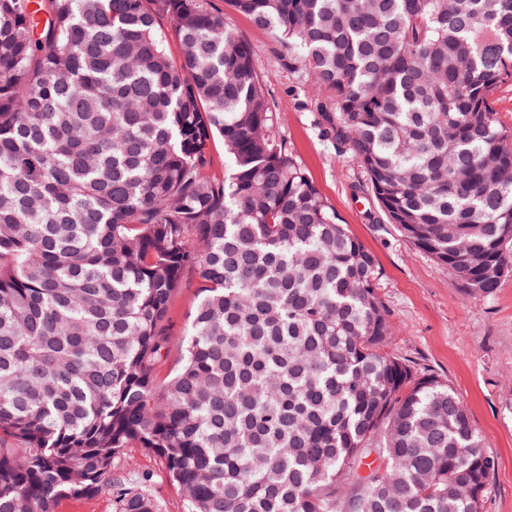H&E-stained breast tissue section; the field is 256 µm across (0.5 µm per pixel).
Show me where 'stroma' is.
I'll return each instance as SVG.
<instances>
[{
  "label": "stroma",
  "instance_id": "obj_1",
  "mask_svg": "<svg viewBox=\"0 0 512 512\" xmlns=\"http://www.w3.org/2000/svg\"><path fill=\"white\" fill-rule=\"evenodd\" d=\"M212 5L253 51L272 110V133L286 141L348 232L374 255L378 292L394 325L389 352L455 389L497 458L486 510L512 512V273L493 295L467 294L447 268L392 225L369 223L375 201L360 188L363 173L350 154H336L314 126L303 107L309 87L298 84L289 69L284 44L236 12L230 0ZM115 470L149 475L159 512H187L157 456L129 448Z\"/></svg>",
  "mask_w": 512,
  "mask_h": 512
}]
</instances>
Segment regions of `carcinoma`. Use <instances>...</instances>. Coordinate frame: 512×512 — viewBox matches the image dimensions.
Masks as SVG:
<instances>
[{
	"label": "carcinoma",
	"instance_id": "carcinoma-1",
	"mask_svg": "<svg viewBox=\"0 0 512 512\" xmlns=\"http://www.w3.org/2000/svg\"><path fill=\"white\" fill-rule=\"evenodd\" d=\"M230 2L311 82L369 219L492 295L512 267V0ZM270 121L209 0H0V512L105 486L116 512H158L114 477L131 446L188 512H485L486 437L448 381L384 351L375 259ZM200 281L192 271L184 275V284L176 294L169 317V327L173 336H180L189 314L196 307L200 295Z\"/></svg>",
	"mask_w": 512,
	"mask_h": 512
}]
</instances>
